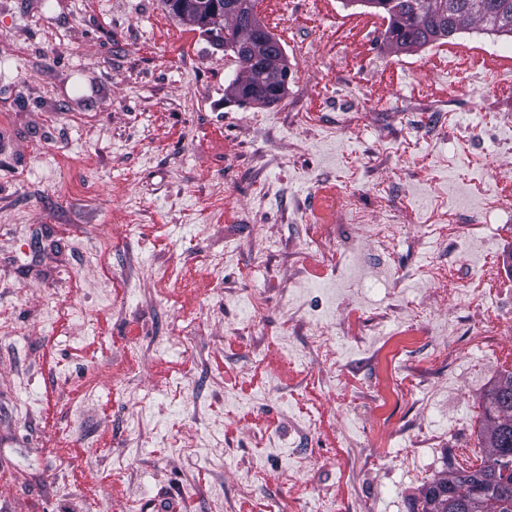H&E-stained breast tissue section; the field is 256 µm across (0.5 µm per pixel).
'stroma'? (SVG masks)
<instances>
[{"label":"stroma","instance_id":"obj_1","mask_svg":"<svg viewBox=\"0 0 512 512\" xmlns=\"http://www.w3.org/2000/svg\"><path fill=\"white\" fill-rule=\"evenodd\" d=\"M257 14L311 51L289 56L269 107L225 100L231 53L163 0H0V512H238L248 482L264 512H314L325 493L340 512L356 498L410 512L462 466L455 433L481 447L512 330L484 357L483 319L415 277L430 255L411 242L436 198L487 216L448 273L490 267L484 297L512 307V39L471 28L396 53L386 20L347 0H259ZM434 101L455 114L440 142L424 136ZM487 124L478 164L465 140ZM357 166L372 223L399 227L389 253L368 230L355 252L336 245ZM255 294L267 309L251 332ZM404 333L408 391L382 443L375 352ZM313 336L338 354L334 386L317 381Z\"/></svg>","mask_w":512,"mask_h":512}]
</instances>
